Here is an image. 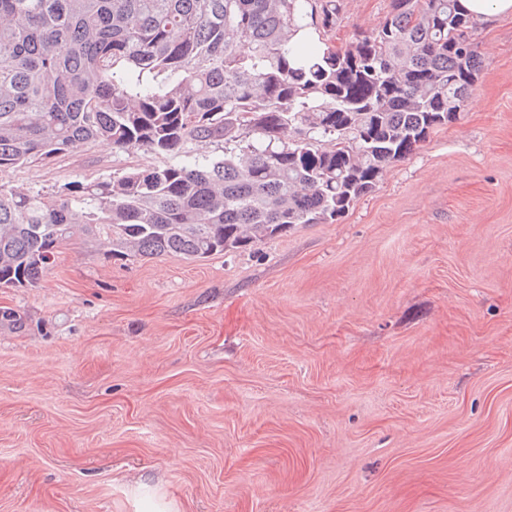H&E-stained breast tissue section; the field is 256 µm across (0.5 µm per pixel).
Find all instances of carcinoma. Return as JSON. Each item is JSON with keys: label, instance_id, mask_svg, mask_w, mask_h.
Listing matches in <instances>:
<instances>
[{"label": "carcinoma", "instance_id": "carcinoma-1", "mask_svg": "<svg viewBox=\"0 0 512 512\" xmlns=\"http://www.w3.org/2000/svg\"><path fill=\"white\" fill-rule=\"evenodd\" d=\"M341 22V0H0V168L96 142L181 158L1 186L0 287H38L78 234L196 261L344 217L458 119L484 59L459 0H389L338 47Z\"/></svg>", "mask_w": 512, "mask_h": 512}]
</instances>
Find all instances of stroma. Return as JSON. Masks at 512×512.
<instances>
[{"label":"stroma","instance_id":"stroma-1","mask_svg":"<svg viewBox=\"0 0 512 512\" xmlns=\"http://www.w3.org/2000/svg\"><path fill=\"white\" fill-rule=\"evenodd\" d=\"M388 0H342L338 42ZM460 118L339 221L255 252L80 235L0 288V512H512V16ZM166 155L104 144L0 185Z\"/></svg>","mask_w":512,"mask_h":512}]
</instances>
